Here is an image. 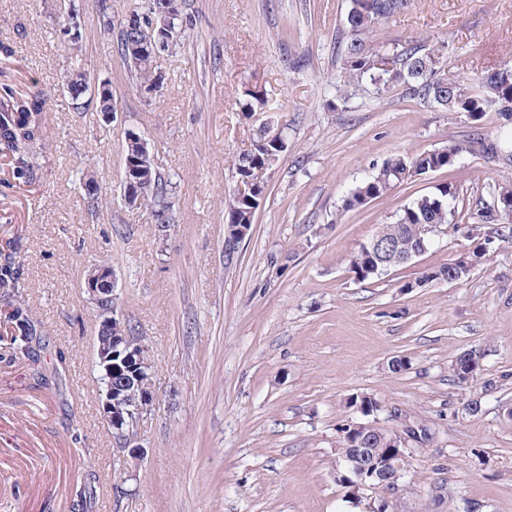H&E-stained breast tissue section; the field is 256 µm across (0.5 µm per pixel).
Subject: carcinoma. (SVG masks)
<instances>
[{"mask_svg":"<svg viewBox=\"0 0 512 512\" xmlns=\"http://www.w3.org/2000/svg\"><path fill=\"white\" fill-rule=\"evenodd\" d=\"M179 7L170 18L169 27L186 35L193 25L192 17L186 11V0H177ZM411 0H348L342 37L345 43L339 45L344 53L341 58L340 74L336 91L356 88L368 84L378 93H386L396 86L403 88L409 99L421 104L435 105L445 112L465 113L477 128L468 140L450 142L434 150L411 155H392L385 159L375 172L344 200V208L354 209L383 197L393 187L412 179L410 171L418 175L436 172L456 164L458 159L468 153L481 155L488 159L512 157V136L504 135L490 140L478 131L485 116L492 112L501 115L512 113V69L485 71L467 81L448 76L447 59L441 49L434 48L421 39L409 40L399 44L395 52H380L367 43V34L376 23L407 11ZM99 16L104 30L115 34L119 54L129 51V43L134 31L123 26H115L110 16L108 0H97ZM163 0H139L132 13L140 22L148 24L158 16ZM139 64L134 74L145 91H150L163 81L159 65L160 56L143 46L138 49ZM47 99L41 92H31L13 83L0 85V151L11 157L12 187L22 185L31 187L40 181V160L45 148V117ZM245 112H271L269 100L262 90L251 86L245 91L241 102ZM285 149V139L271 141L268 136L259 134L253 148L239 155L235 162L237 178H252L257 171L268 163V158L279 157ZM133 182L148 186L144 206L150 210L155 223L168 221L171 208L170 195L174 193L175 183L163 175L153 160L147 161V167L132 173ZM487 196L476 197L472 227V236L481 235L479 223L492 224V205L503 207L512 201V188L499 184L483 187ZM264 187L257 188V194L247 198L229 195L225 204V221L228 224H247L255 222L258 207L254 201L263 194ZM460 191L452 183L443 184L436 192L422 194L413 198L399 209L387 224L378 231L398 234L399 247L404 252L420 248L418 225L446 224L456 220L459 211ZM15 239L8 238L0 246V300L5 309L0 315V342L8 338L10 362L23 363L30 371L33 383L30 390L41 392L49 388L51 375L48 374L42 346L31 344L30 337L40 330L29 309L24 294V260L14 248ZM373 260L363 251H358L350 260L349 270L359 281L377 278L371 267Z\"/></svg>","mask_w":512,"mask_h":512,"instance_id":"cac0c4a2","label":"carcinoma"}]
</instances>
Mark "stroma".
I'll return each mask as SVG.
<instances>
[{
  "label": "stroma",
  "mask_w": 512,
  "mask_h": 512,
  "mask_svg": "<svg viewBox=\"0 0 512 512\" xmlns=\"http://www.w3.org/2000/svg\"><path fill=\"white\" fill-rule=\"evenodd\" d=\"M82 39L60 43L65 0H0L31 91H45L47 149L31 191L0 182V217L19 243L30 307L44 326L51 389L33 392L23 364L0 362V512H512V224L454 285L423 274L471 248L462 233L360 282L352 256L414 197L453 183L464 200L487 183L512 185V162L463 155L454 167L347 210L349 191L388 157L465 138L472 122L405 98L351 90L336 102L337 39L347 0H190L194 26L162 63L158 91L132 79L104 31L96 0H74ZM421 38L443 47L458 78L512 66V0H413L381 21L374 48ZM80 66L90 89L62 83ZM258 79L286 148L262 173L264 200L232 264L224 262V204L234 161L265 113L243 112ZM110 85L117 114L92 101ZM146 139L176 189L172 221L128 207L125 139ZM91 172L103 188L89 203ZM110 265L123 318L145 336L155 400L140 423L143 459L123 467L101 417L94 369L98 312L83 290L90 265ZM480 352L478 380L449 366ZM403 356L407 367L394 371ZM495 381L485 390L484 381ZM426 423L400 489L352 498L336 477L338 429L359 420L353 396ZM477 400L481 409L470 414ZM85 460L83 485L71 477ZM91 487V496L80 493Z\"/></svg>",
  "instance_id": "obj_1"
}]
</instances>
